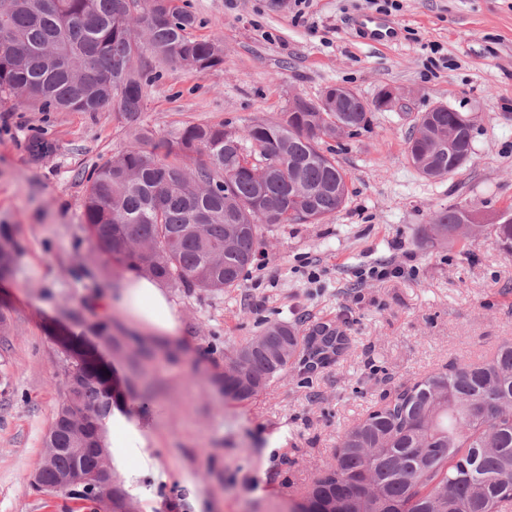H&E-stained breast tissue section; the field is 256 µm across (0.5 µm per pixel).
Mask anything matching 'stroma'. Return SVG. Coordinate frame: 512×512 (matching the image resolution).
<instances>
[{"label": "stroma", "instance_id": "obj_1", "mask_svg": "<svg viewBox=\"0 0 512 512\" xmlns=\"http://www.w3.org/2000/svg\"><path fill=\"white\" fill-rule=\"evenodd\" d=\"M195 37L224 44V64L200 76L157 64L142 119L166 139L187 122L243 129L279 118L290 99L342 84L364 99L386 87L398 99L369 125L328 147L347 175L345 207L319 224L264 227L241 283L218 292L171 287L186 357L157 354L112 317L120 342L96 345L125 393L144 440L113 449V468L139 512H290L336 441L401 387L445 365L493 355L512 339V254L492 238L456 233L448 248L421 229L458 206L476 223L512 212V0H399L396 44L355 37L367 0H183ZM443 104L471 116L472 154L456 173L423 177L406 142L421 112ZM53 142L45 159L33 138ZM132 139L113 109L41 112L0 101V224L14 227L15 270L0 280V512H84L63 494L29 487L63 390L59 339L82 334L93 298L117 285V265L83 220L81 171ZM399 276L369 277L371 267ZM300 335L344 325L351 344L304 380L296 370L251 400L225 399L217 380L228 355L266 323Z\"/></svg>", "mask_w": 512, "mask_h": 512}]
</instances>
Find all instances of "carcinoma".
<instances>
[{
  "label": "carcinoma",
  "mask_w": 512,
  "mask_h": 512,
  "mask_svg": "<svg viewBox=\"0 0 512 512\" xmlns=\"http://www.w3.org/2000/svg\"><path fill=\"white\" fill-rule=\"evenodd\" d=\"M196 16L180 0H0V98H18L40 112H99L111 105L134 129L123 150L81 172L83 217L100 252L122 268L183 288L222 291L243 280L258 253L263 225L319 224L343 209L349 189L336 158L321 144L359 119L363 100L350 93L339 108L303 97L275 121L253 120L242 132L222 123H188L163 141L142 124L147 87L159 73L145 54L204 75L224 64L219 39L192 35ZM407 155L429 179L459 170L471 147L457 112H424ZM466 222L458 207L436 213L422 239L445 245ZM512 253V224H471ZM18 248L0 224V278L12 273ZM105 345L106 321L86 325ZM350 338L321 326L300 338L296 326L270 322L240 348L247 367L224 365V396L246 401L282 379L288 365L302 375L337 362ZM64 392L41 455L54 467L78 463L69 448L102 446L113 388L81 338L66 343ZM492 405L488 414L478 412ZM106 512L89 489L67 492ZM306 512H512V340L478 361L450 364L400 390L347 429L335 463L309 484Z\"/></svg>",
  "instance_id": "cac0c4a2"
}]
</instances>
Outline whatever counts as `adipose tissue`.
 <instances>
[{
	"mask_svg": "<svg viewBox=\"0 0 512 512\" xmlns=\"http://www.w3.org/2000/svg\"><path fill=\"white\" fill-rule=\"evenodd\" d=\"M97 306L120 313L132 330L148 340L179 348L183 325L171 294L158 281L124 272L118 287L101 292Z\"/></svg>",
	"mask_w": 512,
	"mask_h": 512,
	"instance_id": "obj_1",
	"label": "adipose tissue"
}]
</instances>
